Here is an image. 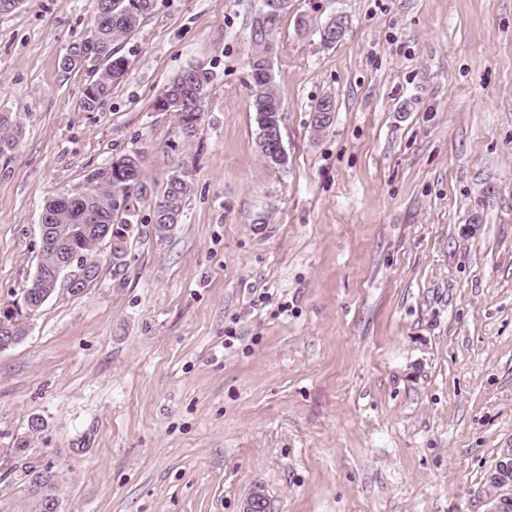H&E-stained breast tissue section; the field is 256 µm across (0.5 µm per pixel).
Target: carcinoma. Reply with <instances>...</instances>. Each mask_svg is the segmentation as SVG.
Listing matches in <instances>:
<instances>
[{
	"instance_id": "cac0c4a2",
	"label": "carcinoma",
	"mask_w": 512,
	"mask_h": 512,
	"mask_svg": "<svg viewBox=\"0 0 512 512\" xmlns=\"http://www.w3.org/2000/svg\"><path fill=\"white\" fill-rule=\"evenodd\" d=\"M154 0H93V17L89 30L67 49L71 59L68 71H86L82 107L88 112L103 108L112 94V87L121 81L128 70V60L119 54L117 43L134 34L143 18L153 9ZM268 15L263 7L253 29V51L249 58L248 91L253 112L256 113L258 130L269 116L282 117V101L277 82L268 83L261 78L267 68L266 40L273 37L280 17ZM212 81L209 71L190 67L172 79L160 92L154 108L160 112H173L178 119L184 137L196 135L201 119L202 104ZM22 136L21 125L9 112H0V156H6L17 146ZM268 168H278L285 163L286 155L277 142L269 141L259 148ZM189 181L182 186L166 182L162 191L148 182L140 168L137 155L128 154L91 170L83 186L71 193H63L48 200L43 207V223L68 224L75 234L60 246L64 254L76 256V262L98 268L88 257L100 245L97 235L89 229L92 224H110L112 228L126 233L128 240L140 236L137 222V206L148 202L152 206L154 227L152 232L164 239L180 223L181 216L193 185L190 172L178 167L171 171ZM22 479L30 493L39 501L40 512H50L47 504L56 498L57 482L54 475L33 466L26 467Z\"/></svg>"
}]
</instances>
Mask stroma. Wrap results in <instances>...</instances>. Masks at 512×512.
<instances>
[{
  "label": "stroma",
  "instance_id": "1",
  "mask_svg": "<svg viewBox=\"0 0 512 512\" xmlns=\"http://www.w3.org/2000/svg\"><path fill=\"white\" fill-rule=\"evenodd\" d=\"M291 2L276 169L246 89L261 0H155L98 112L60 66L89 0L0 16V110L23 128L0 158V308L34 276L45 201L90 170L134 153L155 187L179 166L195 186L123 280L100 247L98 278L0 351V512H39L30 464L58 512H239L255 482L275 512H489L512 446V0ZM191 66L212 81L187 140L153 103ZM22 479L27 485L30 493L39 501L40 512H50L47 507L49 500H57V482L50 471L37 470L36 467L28 466L22 472Z\"/></svg>",
  "mask_w": 512,
  "mask_h": 512
}]
</instances>
